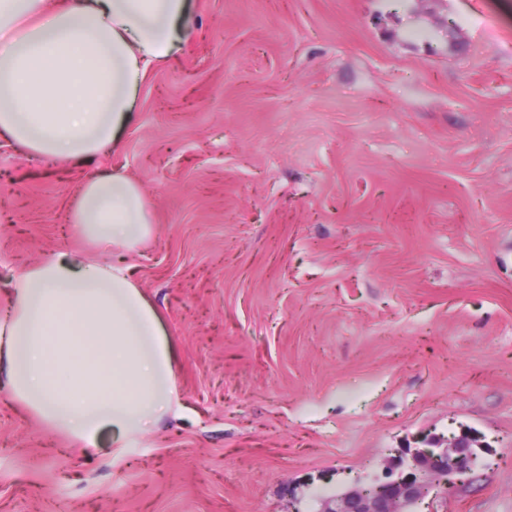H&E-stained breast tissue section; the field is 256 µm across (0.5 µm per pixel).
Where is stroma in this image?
<instances>
[{"instance_id": "1", "label": "stroma", "mask_w": 512, "mask_h": 512, "mask_svg": "<svg viewBox=\"0 0 512 512\" xmlns=\"http://www.w3.org/2000/svg\"><path fill=\"white\" fill-rule=\"evenodd\" d=\"M188 5L103 160L153 206L188 411L114 466L0 391V512H323L463 432L440 512H512V0ZM68 168L0 140V306L88 247Z\"/></svg>"}]
</instances>
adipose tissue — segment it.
<instances>
[{
    "label": "adipose tissue",
    "instance_id": "obj_1",
    "mask_svg": "<svg viewBox=\"0 0 512 512\" xmlns=\"http://www.w3.org/2000/svg\"><path fill=\"white\" fill-rule=\"evenodd\" d=\"M191 32L187 0H0V139L93 165L132 121L148 67ZM67 220L113 258L53 250L14 277L0 366L12 401L49 430L94 448L111 429L117 464L186 409L174 344L132 263L154 234L152 211L131 176L95 169Z\"/></svg>",
    "mask_w": 512,
    "mask_h": 512
}]
</instances>
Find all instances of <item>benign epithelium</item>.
Wrapping results in <instances>:
<instances>
[{"label":"benign epithelium","mask_w":512,"mask_h":512,"mask_svg":"<svg viewBox=\"0 0 512 512\" xmlns=\"http://www.w3.org/2000/svg\"><path fill=\"white\" fill-rule=\"evenodd\" d=\"M424 447L406 448L398 464L382 476L357 477L345 492L330 499L334 506L323 512H412L415 504L428 502L427 512L434 508L437 495L433 490L443 481V474L460 476L473 470L477 456L472 441L465 437H427Z\"/></svg>","instance_id":"7a95c632"}]
</instances>
